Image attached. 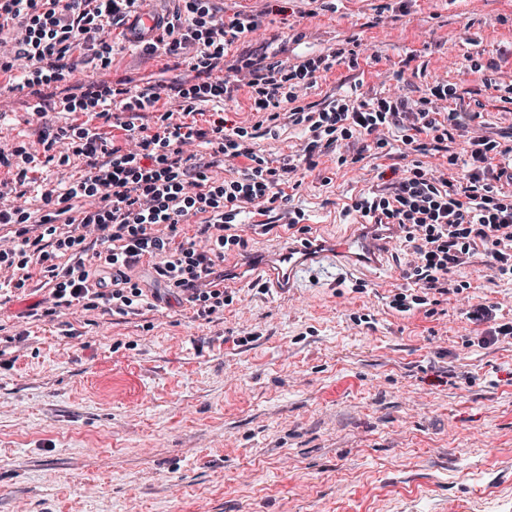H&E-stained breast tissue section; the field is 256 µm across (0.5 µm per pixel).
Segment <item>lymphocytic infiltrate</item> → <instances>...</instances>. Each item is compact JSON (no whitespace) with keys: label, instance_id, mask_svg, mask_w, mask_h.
Returning a JSON list of instances; mask_svg holds the SVG:
<instances>
[{"label":"lymphocytic infiltrate","instance_id":"1","mask_svg":"<svg viewBox=\"0 0 512 512\" xmlns=\"http://www.w3.org/2000/svg\"><path fill=\"white\" fill-rule=\"evenodd\" d=\"M139 2L0 0V48L14 49L12 63L0 70L20 68L37 85L59 80L76 51L105 45ZM182 2L164 21L159 39L166 54L195 52L194 82L173 88L180 112H163L152 127L140 123L141 111L161 98L157 88L136 95L116 88L106 98L89 85L67 96L71 112L84 101L101 105V117L122 130L123 142L114 144L88 128L71 141L62 132L52 135V143L85 158L86 171L65 192L46 191L42 213L22 205L0 208V298L11 301L25 289L35 265L48 287L40 301L43 316L77 306L136 315L148 307L149 295L132 272L145 265L154 285L180 297L196 317L223 319L236 296L225 288L220 264L246 245L236 232L242 216L287 206L290 226L303 223L304 212L290 206L301 186L300 165H314L334 148L338 166H353L373 150L386 158L400 154L408 164L382 189L352 199L344 213L396 231L407 286L392 295L390 307L412 313L432 295L460 294L467 319L483 329L480 344L511 336L512 322L500 321L494 306L469 296L468 282L454 274L481 250L494 276L512 284V144L472 131L469 113L449 108L444 80L416 104L397 91L375 100L339 98L305 111L301 99L343 59L341 49L296 63L248 59L233 78L220 77L232 46L258 31L260 21L242 13L218 15L213 0ZM242 88L265 130L244 123L230 127L221 117L198 123L201 104L231 99ZM286 104L306 135L278 166L255 141L275 135ZM356 136L363 140L361 150L341 153L342 143ZM459 136L466 140L460 155L450 150ZM201 146L234 167L235 176L214 177L215 163L198 154ZM441 152L459 167L457 178L423 165L422 156Z\"/></svg>","mask_w":512,"mask_h":512}]
</instances>
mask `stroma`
Instances as JSON below:
<instances>
[{
  "instance_id": "35a3bbf8",
  "label": "stroma",
  "mask_w": 512,
  "mask_h": 512,
  "mask_svg": "<svg viewBox=\"0 0 512 512\" xmlns=\"http://www.w3.org/2000/svg\"><path fill=\"white\" fill-rule=\"evenodd\" d=\"M224 14L259 15L240 54L299 61L354 40L355 63L334 66L305 98L423 97L448 82L449 107L481 112L512 133V0H215ZM129 28L112 32L108 71L0 94V151L8 169L35 158L29 211L48 189L84 173L48 157L42 130L113 129L92 110L65 111L70 88L143 89L191 78L185 59L147 55ZM48 105L45 118L33 102ZM376 159L337 168L328 152L308 171L294 207L319 241L358 233L349 197L376 190ZM288 217L241 224L243 251L224 258L240 305L207 322L166 296L139 315L79 308L26 312L41 293L0 305V512H512V338L469 346L477 330L455 295L433 314L396 312L400 252L375 262H325L285 289H253L254 261L287 247ZM474 293L512 320V285L484 254L458 269ZM365 292H352L355 283ZM370 315L358 326L351 313Z\"/></svg>"
}]
</instances>
